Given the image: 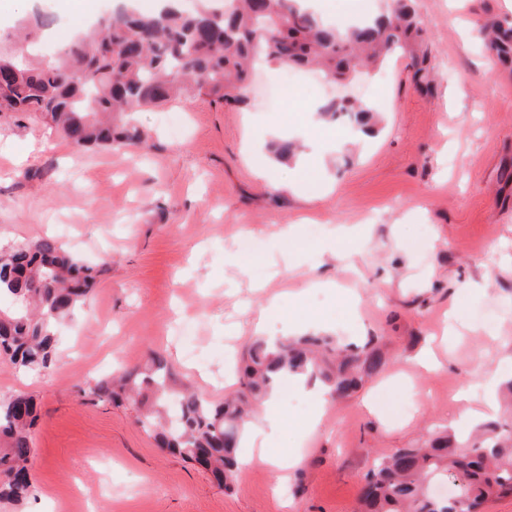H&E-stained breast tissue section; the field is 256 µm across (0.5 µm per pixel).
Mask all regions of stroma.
<instances>
[{
	"instance_id": "1",
	"label": "stroma",
	"mask_w": 512,
	"mask_h": 512,
	"mask_svg": "<svg viewBox=\"0 0 512 512\" xmlns=\"http://www.w3.org/2000/svg\"><path fill=\"white\" fill-rule=\"evenodd\" d=\"M0 0V45L19 21L32 59L71 44L115 0ZM430 48V91L406 57L345 92L375 107L381 131L345 124L322 171L268 169L276 137L306 140L324 94L276 102L281 75L258 65L244 104L196 95L136 112L151 148L77 149L25 113L0 117V246L57 237L103 262L91 301L58 331L57 361L25 373L0 359V399L27 395L39 419L24 512H355L376 457L440 431L468 432L456 393L512 365V75L486 70L481 28L512 0H414ZM264 319L273 332L325 327L343 343L379 340L387 364L346 398L295 403L279 385L271 440L284 479L242 446L231 488L157 448L133 413L87 390L111 367L168 358L212 400L231 388ZM432 353L426 371L416 358Z\"/></svg>"
}]
</instances>
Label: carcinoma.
I'll return each instance as SVG.
<instances>
[{"mask_svg":"<svg viewBox=\"0 0 512 512\" xmlns=\"http://www.w3.org/2000/svg\"><path fill=\"white\" fill-rule=\"evenodd\" d=\"M485 39L493 61L511 67L512 21H491ZM423 41V21L408 0H390L384 14L343 32L324 25L299 0H236L220 18L204 6L187 13L174 3L150 14L125 6L48 63L32 64L11 48L0 49V68L11 72L0 87V115L33 113L79 149L142 146L143 132L127 121L133 112L190 90L213 102L240 103L257 58L314 66L344 81L356 68L381 64L399 51L423 80ZM341 115L374 132L376 113L364 103L344 98L320 107L331 122ZM5 268L13 278L0 280V296L10 297L13 307L0 309V357L19 368L48 369L56 359L57 325L86 301L102 269L51 237L1 247L0 270ZM243 362L236 394L220 403L178 383L156 352L118 380L97 382L90 395L132 410L158 448L202 465L227 489L238 471L235 449L248 407L282 378L305 375L342 397L377 374L385 359L372 339L343 345L308 334L275 342L257 338ZM36 418L28 397L0 404V502L20 503L35 493L28 470ZM448 479L457 481L453 499L428 492V484ZM365 480L360 512H482L488 502L512 497V419L489 422L464 442L446 433L424 447L399 448Z\"/></svg>","mask_w":512,"mask_h":512,"instance_id":"carcinoma-1","label":"carcinoma"}]
</instances>
